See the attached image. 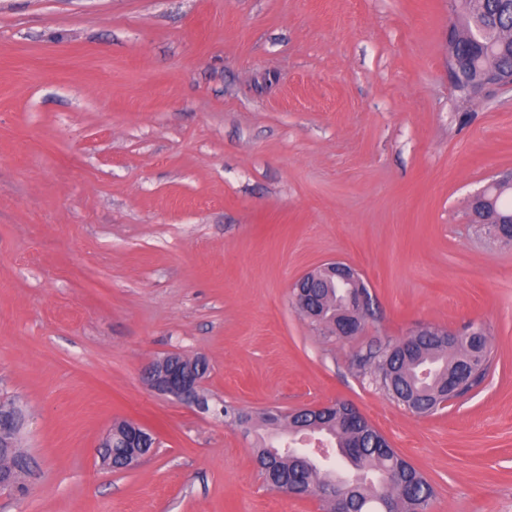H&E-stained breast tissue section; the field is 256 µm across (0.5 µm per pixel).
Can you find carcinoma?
<instances>
[{
  "instance_id": "1",
  "label": "carcinoma",
  "mask_w": 512,
  "mask_h": 512,
  "mask_svg": "<svg viewBox=\"0 0 512 512\" xmlns=\"http://www.w3.org/2000/svg\"><path fill=\"white\" fill-rule=\"evenodd\" d=\"M461 14L460 28L454 29L457 59L456 86L466 101L475 97L474 83L489 67L505 80L512 77V0H456ZM512 211V200L501 193L494 200L472 208L478 224L494 222ZM313 312L308 318L332 331L341 310L342 290L323 282L314 292ZM357 365L369 369L379 387L394 400L422 415L434 412L445 396L448 375L458 374L468 392L489 372L492 350L486 336L462 339L448 345L444 336H416L404 344L388 343L357 355ZM318 432L332 443L336 456L359 473L343 482L352 512H378L377 493L388 488L400 502L402 512H428L433 490L425 477L401 457L387 439L346 403L338 402L313 416H288V433ZM256 460L260 475L274 490L298 481L303 491L317 495V489L336 474L283 445H274L273 436L256 434Z\"/></svg>"
}]
</instances>
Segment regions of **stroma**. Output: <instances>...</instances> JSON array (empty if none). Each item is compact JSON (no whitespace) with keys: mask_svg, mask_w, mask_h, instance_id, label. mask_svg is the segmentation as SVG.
Wrapping results in <instances>:
<instances>
[{"mask_svg":"<svg viewBox=\"0 0 512 512\" xmlns=\"http://www.w3.org/2000/svg\"><path fill=\"white\" fill-rule=\"evenodd\" d=\"M453 0H0V393L33 463L0 512H325L268 488L229 403L353 405L430 512H512V243L469 222L512 172V90L463 101ZM332 259L372 298L340 341L294 306ZM483 327L484 381L428 416L354 360ZM204 356L208 410L143 372ZM154 430L135 469L98 446Z\"/></svg>","mask_w":512,"mask_h":512,"instance_id":"obj_1","label":"stroma"}]
</instances>
